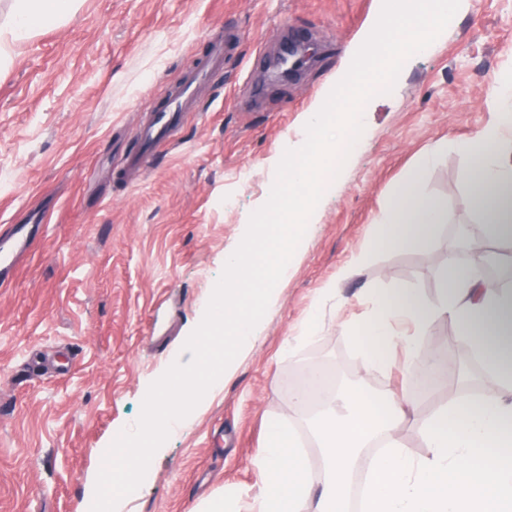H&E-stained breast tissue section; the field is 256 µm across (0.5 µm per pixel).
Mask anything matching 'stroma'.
I'll return each instance as SVG.
<instances>
[{
	"mask_svg": "<svg viewBox=\"0 0 512 512\" xmlns=\"http://www.w3.org/2000/svg\"><path fill=\"white\" fill-rule=\"evenodd\" d=\"M380 0H80L73 17L7 42L0 67V229L45 218L10 287L0 288V512H85V485L116 427L135 422L144 383L180 349L268 199L284 141L302 140V113L332 87L363 41ZM310 40L300 79L258 75L283 34ZM217 35L235 49L172 145L135 176L122 169L154 100L179 84ZM512 66V0H462L429 53L410 57L398 84L364 107V132L281 289L277 307L232 379L151 462L124 512H195L232 485L256 494L267 418L291 419L311 480L320 451L289 413L299 376L319 367L337 385L399 386L370 370L341 324L360 318L369 289L437 296L448 247L466 236L512 276V245L497 239L469 192L454 144L492 120V75ZM272 85L260 102L252 83ZM422 191L448 212L432 245L359 262L389 194L432 146ZM333 289L314 342L296 330L312 300ZM451 387L417 396L398 434L416 456L421 423Z\"/></svg>",
	"mask_w": 512,
	"mask_h": 512,
	"instance_id": "35a3bbf8",
	"label": "stroma"
}]
</instances>
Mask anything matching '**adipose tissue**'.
Segmentation results:
<instances>
[{
    "label": "adipose tissue",
    "instance_id": "obj_1",
    "mask_svg": "<svg viewBox=\"0 0 512 512\" xmlns=\"http://www.w3.org/2000/svg\"><path fill=\"white\" fill-rule=\"evenodd\" d=\"M78 0H14L9 32L21 40L71 17ZM493 122L456 150L466 162L469 190L496 237L512 241V70L494 74ZM419 172L392 193L364 254L424 245L446 215L422 194ZM455 324L494 380L462 392L422 425L428 455H412L394 436L407 416L410 388L399 393L361 386L321 403L311 433L321 450L311 483L295 428L273 417L256 461L248 512H346L358 469L367 473L362 512H512V290L474 277L472 258L450 252L440 291L428 299L408 288H375L361 319L343 323L354 348L376 371L421 367L430 385L448 379V353H422L420 336L437 321Z\"/></svg>",
    "mask_w": 512,
    "mask_h": 512
}]
</instances>
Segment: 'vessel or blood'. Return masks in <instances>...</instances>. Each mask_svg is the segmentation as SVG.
<instances>
[{
	"label": "vessel or blood",
	"mask_w": 512,
	"mask_h": 512,
	"mask_svg": "<svg viewBox=\"0 0 512 512\" xmlns=\"http://www.w3.org/2000/svg\"><path fill=\"white\" fill-rule=\"evenodd\" d=\"M229 50V43L214 39L205 62L190 72L178 87L168 91L163 102L152 109L147 121L136 131L144 151L171 143L184 113L195 111L201 89L207 87L211 73L223 68ZM39 230L36 224H13L0 234L1 283L14 279L20 258L29 252Z\"/></svg>",
	"instance_id": "1"
}]
</instances>
